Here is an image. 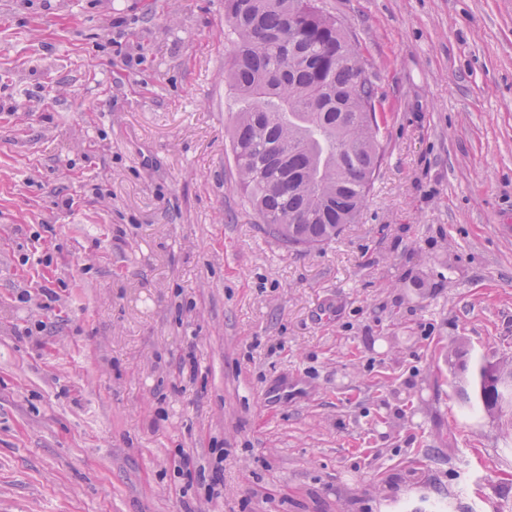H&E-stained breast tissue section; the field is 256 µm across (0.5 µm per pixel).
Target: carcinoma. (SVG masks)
I'll use <instances>...</instances> for the list:
<instances>
[{
    "instance_id": "cac0c4a2",
    "label": "carcinoma",
    "mask_w": 512,
    "mask_h": 512,
    "mask_svg": "<svg viewBox=\"0 0 512 512\" xmlns=\"http://www.w3.org/2000/svg\"><path fill=\"white\" fill-rule=\"evenodd\" d=\"M240 103L232 152L240 186L265 232L287 248H313L356 223L383 154L358 46L318 0H224ZM494 411L505 399L479 375Z\"/></svg>"
}]
</instances>
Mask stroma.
I'll return each mask as SVG.
<instances>
[{"instance_id":"35a3bbf8","label":"stroma","mask_w":512,"mask_h":512,"mask_svg":"<svg viewBox=\"0 0 512 512\" xmlns=\"http://www.w3.org/2000/svg\"><path fill=\"white\" fill-rule=\"evenodd\" d=\"M320 3L384 160L287 249L224 0H0V512H512V0ZM493 378H497L499 387L510 384V379L500 372L499 362H491ZM476 393L484 408L494 411L505 399V393L497 385L488 382L483 376L477 375L475 380Z\"/></svg>"}]
</instances>
